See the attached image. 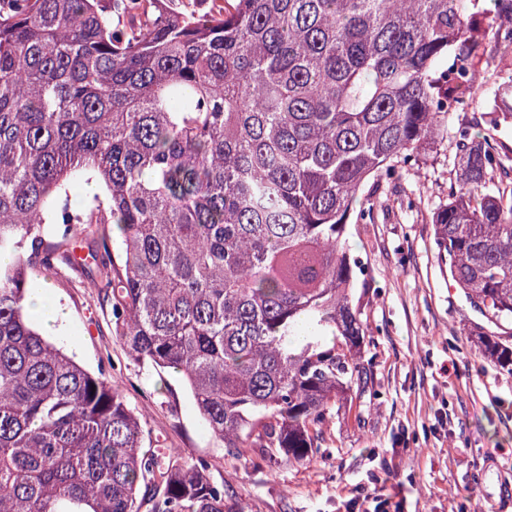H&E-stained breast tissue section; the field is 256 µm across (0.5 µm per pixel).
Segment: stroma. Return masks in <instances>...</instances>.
I'll use <instances>...</instances> for the list:
<instances>
[{
	"label": "stroma",
	"instance_id": "35a3bbf8",
	"mask_svg": "<svg viewBox=\"0 0 512 512\" xmlns=\"http://www.w3.org/2000/svg\"><path fill=\"white\" fill-rule=\"evenodd\" d=\"M454 140L376 194L374 221L352 223L353 255L371 269L357 290L372 377L358 406L337 402L324 454L298 466L225 458L179 375L131 359L112 325L96 265L43 273V309L63 310L53 341L112 383L141 419L144 449L202 457L241 512H512V373L479 354L471 334L512 336L454 288L431 215L455 178Z\"/></svg>",
	"mask_w": 512,
	"mask_h": 512
}]
</instances>
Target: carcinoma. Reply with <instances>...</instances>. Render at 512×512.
Returning <instances> with one entry per match:
<instances>
[{"mask_svg": "<svg viewBox=\"0 0 512 512\" xmlns=\"http://www.w3.org/2000/svg\"><path fill=\"white\" fill-rule=\"evenodd\" d=\"M487 2L0 0V512H236L208 460L141 451L105 371L31 323L33 273L83 265V224L120 233L98 287L127 353L182 376L225 456L323 453L371 375L346 241L373 221L365 187L419 165L452 112L512 124V80L477 81L512 53V0ZM473 130L434 240L454 287L512 323L509 171ZM476 342L512 371L511 344Z\"/></svg>", "mask_w": 512, "mask_h": 512, "instance_id": "obj_1", "label": "carcinoma"}]
</instances>
